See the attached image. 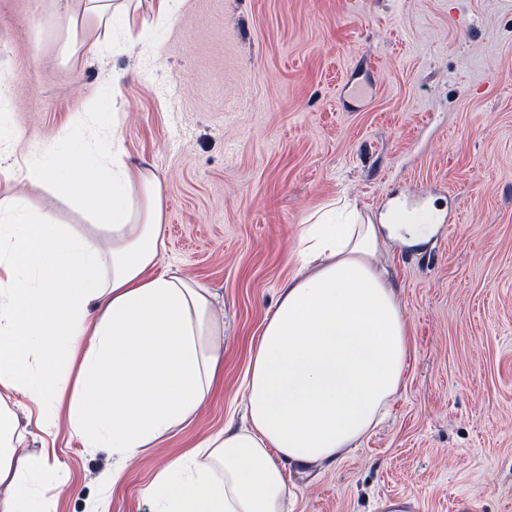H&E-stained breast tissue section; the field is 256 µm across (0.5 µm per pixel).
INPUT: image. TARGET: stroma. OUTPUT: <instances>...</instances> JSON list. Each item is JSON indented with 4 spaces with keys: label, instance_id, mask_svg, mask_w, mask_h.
Wrapping results in <instances>:
<instances>
[{
    "label": "stroma",
    "instance_id": "35a3bbf8",
    "mask_svg": "<svg viewBox=\"0 0 512 512\" xmlns=\"http://www.w3.org/2000/svg\"><path fill=\"white\" fill-rule=\"evenodd\" d=\"M64 0H0V159L39 156L118 113L131 161L159 177L161 268L211 288L224 318L220 387L190 420L123 461L87 448L65 411L0 395L21 447L47 449L54 512H153L160 469L240 425L243 379L311 215L345 197L373 219L430 209L423 253L389 243L410 329L386 421L336 463L281 464L285 512H512V0H182L142 43L66 59ZM17 193L89 224L44 187ZM119 470L111 487L103 474Z\"/></svg>",
    "mask_w": 512,
    "mask_h": 512
}]
</instances>
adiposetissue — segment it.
I'll return each instance as SVG.
<instances>
[{
  "mask_svg": "<svg viewBox=\"0 0 512 512\" xmlns=\"http://www.w3.org/2000/svg\"><path fill=\"white\" fill-rule=\"evenodd\" d=\"M141 0H66L69 55L95 53ZM15 182L79 200L93 232L54 223L0 190V388L36 405L67 404L88 448L129 460L197 414L222 377L224 322L215 293L159 270L164 192L118 138L74 132L8 169ZM425 225L391 207L375 224L328 206L300 239L248 365L246 426L225 428L167 463L154 512H282L275 463L329 465L387 415L409 355V325L379 256L421 248ZM15 419L0 412V512H53L38 489L58 474L47 452L14 455Z\"/></svg>",
  "mask_w": 512,
  "mask_h": 512,
  "instance_id": "adipose-tissue-1",
  "label": "adipose tissue"
}]
</instances>
